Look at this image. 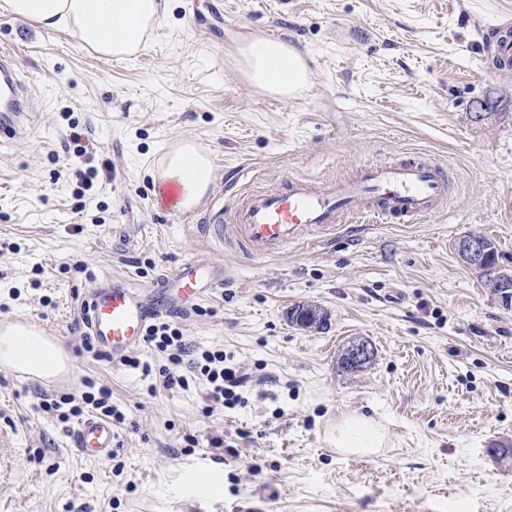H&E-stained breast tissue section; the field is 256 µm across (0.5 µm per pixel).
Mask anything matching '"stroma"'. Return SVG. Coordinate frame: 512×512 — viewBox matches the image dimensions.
Here are the masks:
<instances>
[{"instance_id": "1", "label": "stroma", "mask_w": 512, "mask_h": 512, "mask_svg": "<svg viewBox=\"0 0 512 512\" xmlns=\"http://www.w3.org/2000/svg\"><path fill=\"white\" fill-rule=\"evenodd\" d=\"M163 5V28L117 60L0 0V46L15 50L37 114L29 135L0 142V320L42 326L73 362L52 381L0 367V512H512V455L492 452L512 447V308L452 248L486 235L512 269V75L482 59L490 29L512 25V0ZM256 37L303 55L300 92L250 83L238 49ZM75 130L82 157L68 149ZM184 141L213 164L206 208L293 177L426 158L446 165L448 204L415 224H340L255 258L203 238L193 213L169 217L154 175ZM206 253L233 276L174 323L187 342L223 346L277 380L212 417L199 390L150 396L141 370L81 348L93 281L150 286ZM307 302L329 312L325 330L289 323ZM359 337L376 359L344 373L338 355ZM86 378L126 414L115 458L81 459L75 423L40 409ZM353 413L386 429L376 454L330 449L329 427ZM194 473L220 474L223 497L192 488Z\"/></svg>"}]
</instances>
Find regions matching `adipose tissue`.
I'll use <instances>...</instances> for the list:
<instances>
[{
	"mask_svg": "<svg viewBox=\"0 0 512 512\" xmlns=\"http://www.w3.org/2000/svg\"><path fill=\"white\" fill-rule=\"evenodd\" d=\"M11 12L45 29H64L90 50L105 57L136 54L144 39L163 22L159 0H9ZM250 82L263 91L287 96L308 80L305 59L282 40L254 39L240 49ZM157 181L179 185V205L189 210L202 201L213 181L208 153L187 141L169 151ZM71 365L60 343L19 324L0 329V366L51 380ZM334 447L348 454H364L382 447L385 434L372 419L345 416L328 433Z\"/></svg>",
	"mask_w": 512,
	"mask_h": 512,
	"instance_id": "obj_1",
	"label": "adipose tissue"
}]
</instances>
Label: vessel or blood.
<instances>
[{
	"label": "vessel or blood",
	"mask_w": 512,
	"mask_h": 512,
	"mask_svg": "<svg viewBox=\"0 0 512 512\" xmlns=\"http://www.w3.org/2000/svg\"><path fill=\"white\" fill-rule=\"evenodd\" d=\"M491 67L512 71V26L492 28L483 50ZM29 91L18 71L14 53L0 50V138L15 139L29 124ZM448 176L443 164L401 161L359 166L355 176L319 183L289 179L282 188L253 191L237 198L230 212L205 210L197 217L199 232L223 242L244 244L251 256L280 254L288 245L350 224L360 218L400 224L416 223L445 208ZM229 271L221 263L190 259L163 279L162 295L151 304L122 279L92 289L86 326L100 352L119 357L142 344L149 320L162 312L198 305L222 286ZM79 455L87 460L109 457L117 447L111 423L90 416L74 434Z\"/></svg>",
	"instance_id": "vessel-or-blood-1"
}]
</instances>
